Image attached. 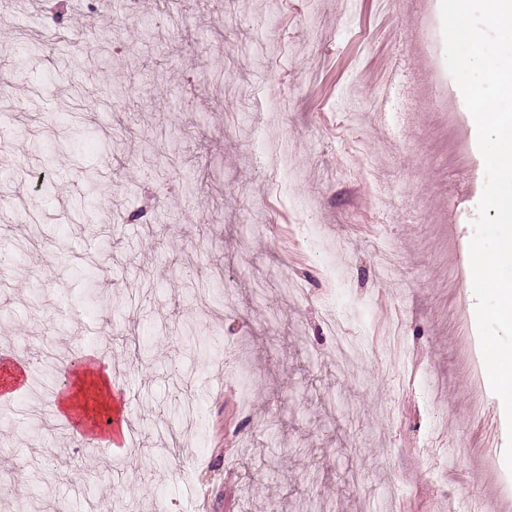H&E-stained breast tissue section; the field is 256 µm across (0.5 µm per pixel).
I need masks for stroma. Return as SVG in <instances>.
<instances>
[{
  "label": "stroma",
  "mask_w": 512,
  "mask_h": 512,
  "mask_svg": "<svg viewBox=\"0 0 512 512\" xmlns=\"http://www.w3.org/2000/svg\"><path fill=\"white\" fill-rule=\"evenodd\" d=\"M225 2L0 0V250L21 254L0 263V350L28 376L0 396V512H402L416 494L422 512H512L470 265L485 167L440 0L425 40L418 11L376 0H282L271 19L240 0L229 21ZM71 102L86 135L45 164ZM271 139L300 178L267 165ZM160 140L179 159L165 172L146 149ZM276 224L301 261L284 263ZM340 335L360 344L341 371ZM238 341L245 388L225 372ZM50 354L110 360L124 446L63 431L32 383Z\"/></svg>",
  "instance_id": "35a3bbf8"
}]
</instances>
